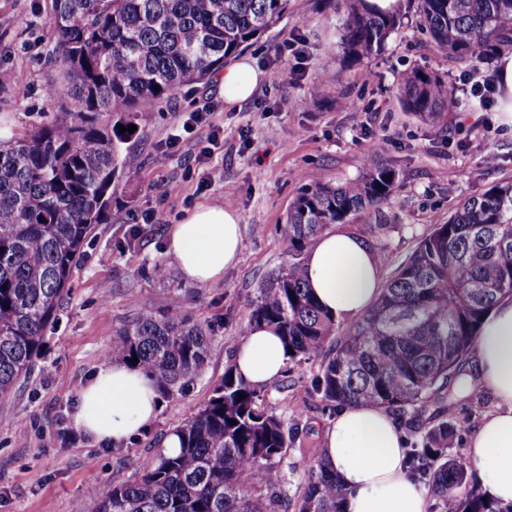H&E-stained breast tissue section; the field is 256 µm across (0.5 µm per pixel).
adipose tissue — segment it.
Wrapping results in <instances>:
<instances>
[{"label":"adipose tissue","mask_w":512,"mask_h":512,"mask_svg":"<svg viewBox=\"0 0 512 512\" xmlns=\"http://www.w3.org/2000/svg\"><path fill=\"white\" fill-rule=\"evenodd\" d=\"M217 79L227 102L250 99L263 74L246 60L225 66ZM242 240L238 215L202 205L173 225L166 250L184 279L194 284L220 280L234 265ZM381 261L361 239L345 231L322 233L308 251L304 278L324 310L345 321L361 316L380 292ZM289 355L280 336L256 328L234 353L237 375L257 388L276 380ZM464 388L480 385L496 410L470 438L465 456L479 473L486 496L512 502V298L485 316ZM162 407L155 382L139 369L113 364L99 369L82 389L75 425L90 440L119 444L149 427ZM323 450L347 488L345 512H425L426 490L408 475L407 450L398 421L369 405L339 409L323 432Z\"/></svg>","instance_id":"adipose-tissue-1"}]
</instances>
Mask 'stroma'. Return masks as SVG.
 Returning <instances> with one entry per match:
<instances>
[{"mask_svg": "<svg viewBox=\"0 0 512 512\" xmlns=\"http://www.w3.org/2000/svg\"><path fill=\"white\" fill-rule=\"evenodd\" d=\"M49 0H0V66L15 81L0 87V118L19 127L40 124L50 106L46 90L60 77L52 62ZM336 0H308L303 19L285 16L246 50L265 79L254 95L229 104L217 82L196 85L168 102L146 106L129 146L138 167L123 176L112 205L95 225L73 271L70 292L47 333V345L31 375L0 399V512H73L96 509L114 484L130 479L162 440L193 416L224 377L232 356L226 337H245L248 305L259 285L288 258L284 217L301 190L315 182L339 184L359 177L368 152L400 172L398 193L345 229L385 254L382 277H389L418 241L446 223L457 204L512 178V121L498 106L460 96L456 112L424 120L404 111L396 94L398 74L421 67L451 79L463 72L493 74L496 63L477 67L435 54L420 27L418 0H405L399 29L381 54L347 66L338 41ZM297 42L303 62L275 57L276 47ZM301 73H293L294 64ZM334 85L327 100H313L314 79ZM215 103L223 140L207 165L211 185L198 192L195 168L205 134L169 152L165 139L181 112ZM495 153L497 163L483 159ZM180 191L161 198L162 182ZM200 205L234 211L242 226L239 259L209 284L184 281L166 251L168 232ZM152 223L139 237L131 229L142 213ZM179 292L184 306L210 321L213 341L200 377L164 399L150 427L121 446L93 442L77 431L74 414L82 388L105 362L103 349L125 321ZM320 358L295 369L293 383L263 389L266 405L285 421L303 412L306 434L278 466L281 492L296 499L304 481L302 448L322 445L331 415L310 392ZM494 402L481 387L457 393L451 453L464 452Z\"/></svg>", "mask_w": 512, "mask_h": 512, "instance_id": "35a3bbf8", "label": "stroma"}]
</instances>
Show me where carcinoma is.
<instances>
[{
	"label": "carcinoma",
	"mask_w": 512,
	"mask_h": 512,
	"mask_svg": "<svg viewBox=\"0 0 512 512\" xmlns=\"http://www.w3.org/2000/svg\"><path fill=\"white\" fill-rule=\"evenodd\" d=\"M338 48L350 65L378 55L400 23L366 0H341ZM433 50L480 64L512 48V0H419ZM299 0H50L54 60L64 79L49 90L47 119L31 129L0 123V397L9 396L46 346L73 267L101 223L120 179L138 156L127 147L147 103L206 82ZM403 109L421 117L455 112L448 80L419 67L398 74ZM397 169L375 157L341 185L305 187L288 208V260L258 288L247 329L268 327L292 348L290 363L323 355L313 392L334 412L346 405L398 417L436 406L410 475L427 485L429 512H512L471 484L470 464L448 453L454 436L450 387L488 311L512 295V179L465 199L400 265L378 299L344 328L309 293L304 262L332 224L378 207L400 189ZM123 324L104 358L131 364L170 397L199 376L212 329L173 291ZM333 343L323 354L327 343ZM244 399H239V394ZM285 424L261 391L224 371L204 406L174 433L179 451L159 448L137 474L112 488L97 512H288L278 464L303 432ZM308 454L297 512H343L346 489L322 451Z\"/></svg>",
	"instance_id": "carcinoma-1"
}]
</instances>
